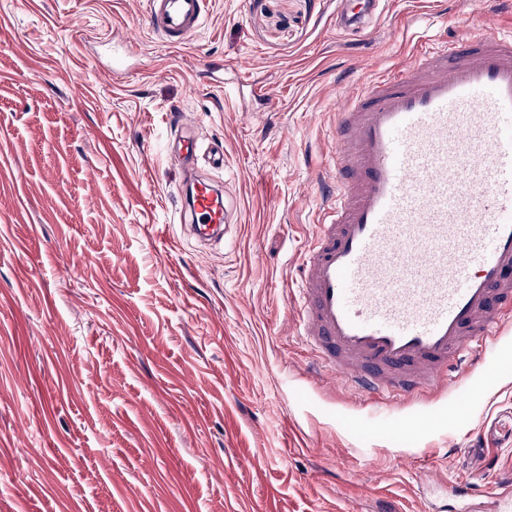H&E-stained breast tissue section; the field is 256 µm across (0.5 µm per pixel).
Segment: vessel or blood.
I'll use <instances>...</instances> for the list:
<instances>
[{
    "mask_svg": "<svg viewBox=\"0 0 512 512\" xmlns=\"http://www.w3.org/2000/svg\"><path fill=\"white\" fill-rule=\"evenodd\" d=\"M205 8L146 0L145 14L177 47ZM334 140L297 288L314 371L374 404L440 389L512 312V30L422 43L353 84ZM199 148L185 135L171 155L187 165ZM189 209L199 239L223 240L232 209L210 182Z\"/></svg>",
    "mask_w": 512,
    "mask_h": 512,
    "instance_id": "b4317fda",
    "label": "vessel or blood"
}]
</instances>
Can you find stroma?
I'll return each mask as SVG.
<instances>
[{"mask_svg":"<svg viewBox=\"0 0 512 512\" xmlns=\"http://www.w3.org/2000/svg\"><path fill=\"white\" fill-rule=\"evenodd\" d=\"M210 0L173 49L145 0H0V512H465L512 496V322L449 390L361 401L312 371L293 290L348 80L512 15L385 0ZM195 175L238 214L192 232ZM199 142L192 135H183L171 149L172 157L182 164H190L198 159Z\"/></svg>","mask_w":512,"mask_h":512,"instance_id":"obj_1","label":"stroma"}]
</instances>
